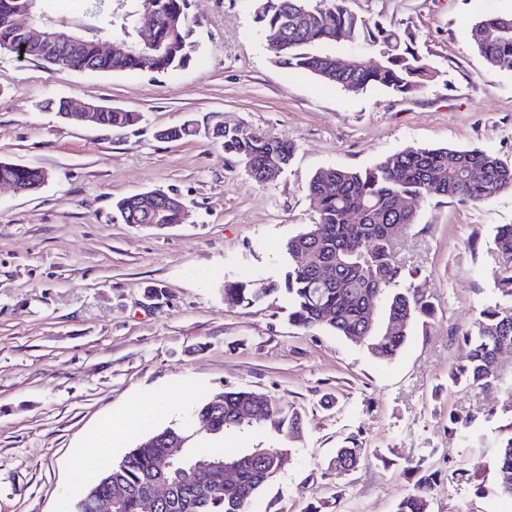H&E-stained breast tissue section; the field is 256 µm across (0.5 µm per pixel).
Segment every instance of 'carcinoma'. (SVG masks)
<instances>
[{
	"label": "carcinoma",
	"instance_id": "carcinoma-1",
	"mask_svg": "<svg viewBox=\"0 0 512 512\" xmlns=\"http://www.w3.org/2000/svg\"><path fill=\"white\" fill-rule=\"evenodd\" d=\"M40 0H0V39L18 38L25 21L37 22L36 3ZM137 9L122 18L121 33L114 40L123 51L110 58L98 56L87 43L78 57L63 49L50 53L38 45L27 57L52 55L57 66L67 70L98 72L152 71L169 73L186 66L198 45L192 40L193 20L188 0H135ZM257 32L273 38L267 43L275 62L290 69L309 72L319 79L359 94L369 88H382L407 95L427 87L442 76L418 48V34L408 25H387L378 19H365L351 10L349 0H250ZM140 17L154 25L155 42L134 43L127 39V25ZM475 46L490 72L512 70V15H485L472 27ZM346 42L357 53L348 58L336 54L335 45ZM103 126L123 128L134 125L140 113L133 110L101 113ZM224 153L250 161L259 171L270 166L288 167L294 146L261 133H246L240 126L224 124L219 138ZM43 169L28 165L12 168L0 165V179L24 187H38ZM512 189V167L478 149L448 147L417 148L382 157L365 169L328 167L317 171L307 186L308 197L316 208L318 221L300 231L285 245L288 270L281 281H230L224 284V299L252 305L280 291L288 295L289 320L296 326L320 329L362 345L380 362L394 360L405 345L411 324L433 313L432 302L414 288H402L404 266L396 259L393 235L416 223L413 208L400 209L410 201L446 197L462 202L485 203L498 192ZM125 196L115 209L126 224H178L179 211L166 207L144 210L129 204ZM495 250L504 261L497 289L512 300V224L496 227ZM305 261H297L298 255ZM383 305L382 322L375 323L374 308ZM334 310L331 320H320V311ZM393 322L401 329L391 333ZM470 347L467 360L450 373L454 383L474 389H496L512 399V378L501 371L500 356L512 351V314L497 308L480 313L475 330L464 336ZM254 392L225 391L202 401L196 418L210 420L208 439H220L230 430L264 428L273 441L264 454L253 456L224 446L207 448L193 427L169 425L142 437L120 460L99 465L94 481L73 500L72 512H93L92 500L116 489L125 495L118 512H142L141 500L157 472L167 444L183 442L188 455L222 463H236L234 489H224V468L211 471L205 485L193 482L188 469L168 472L174 482L172 498L157 512H248L251 502L288 464L291 449L286 436L297 427L298 417L276 398L268 395L254 407L257 417L250 420L242 410L252 404ZM471 420L448 414V432L470 436ZM361 462L360 449L344 446L336 450L329 469L342 474ZM496 463L511 480L499 486L501 495L512 499V422L508 433L497 444ZM417 491L399 500L395 512H430L428 492L438 484V473L421 466Z\"/></svg>",
	"mask_w": 512,
	"mask_h": 512
}]
</instances>
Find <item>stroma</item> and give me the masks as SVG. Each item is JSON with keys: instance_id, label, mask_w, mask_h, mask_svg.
<instances>
[{"instance_id": "stroma-1", "label": "stroma", "mask_w": 512, "mask_h": 512, "mask_svg": "<svg viewBox=\"0 0 512 512\" xmlns=\"http://www.w3.org/2000/svg\"><path fill=\"white\" fill-rule=\"evenodd\" d=\"M358 15L411 25L441 78L406 96L351 94L277 64L245 0H189L198 51L167 74L68 71L0 53V160L50 174L38 192L0 187V512H71L95 477L89 436L119 460L143 434L188 419L203 399L247 388L300 417L288 466L250 512H393L416 488L412 468H464L439 483L431 512H512L497 493L499 437L512 420L496 391L453 385L463 332L483 308L512 314L494 286L503 267L492 240L512 224V191L485 204L415 201L417 222L396 237L404 287L435 306L413 323L395 360L288 320L276 294L251 306L224 301V283L283 279L284 246L317 213L307 195L325 167L363 169L419 147L478 148L512 166V71L486 73L471 39L512 0H350ZM54 23L97 35L90 0H43ZM140 112L123 129L60 118L49 101ZM223 122L291 142L273 182L256 184L205 136L171 141L160 130ZM160 189L185 205L182 223H122L115 199ZM166 416L147 419L145 396ZM473 417L461 441L449 413ZM359 467L330 474L346 441Z\"/></svg>"}]
</instances>
